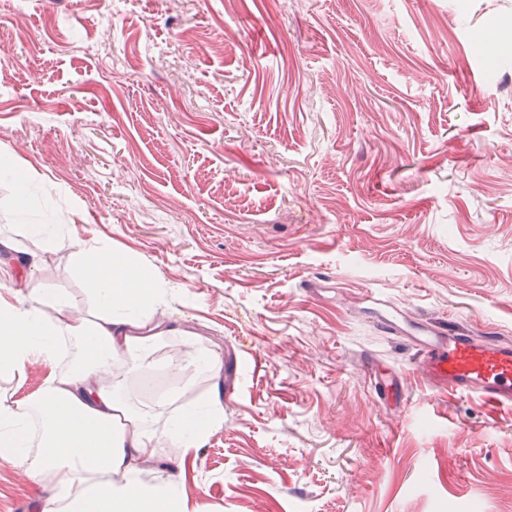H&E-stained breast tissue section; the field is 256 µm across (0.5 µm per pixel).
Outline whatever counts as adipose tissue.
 <instances>
[{"mask_svg":"<svg viewBox=\"0 0 512 512\" xmlns=\"http://www.w3.org/2000/svg\"><path fill=\"white\" fill-rule=\"evenodd\" d=\"M60 232L57 224H27L21 238L0 234V249L35 272ZM76 264L91 296L86 314L74 315L66 288L43 290L34 305L0 294V379L21 378L40 362L64 365L36 398L0 391V460L51 484L43 512H188L179 486L142 480V465L159 447L183 456L202 447L223 427V406L181 401L177 390L137 406L124 387L176 338L190 349L181 369L187 382L217 375L221 365L168 326L166 288L129 253L95 244Z\"/></svg>","mask_w":512,"mask_h":512,"instance_id":"1","label":"adipose tissue"}]
</instances>
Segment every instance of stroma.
<instances>
[{
    "label": "stroma",
    "mask_w": 512,
    "mask_h": 512,
    "mask_svg": "<svg viewBox=\"0 0 512 512\" xmlns=\"http://www.w3.org/2000/svg\"><path fill=\"white\" fill-rule=\"evenodd\" d=\"M0 0V150L35 169L0 233L68 231L171 287L232 361L224 426L148 468L190 512H512V406L433 392L381 306L512 341V0ZM400 375L380 404L366 363ZM49 484L0 461V512Z\"/></svg>",
    "instance_id": "obj_1"
}]
</instances>
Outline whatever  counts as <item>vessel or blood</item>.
I'll return each instance as SVG.
<instances>
[{
	"instance_id": "vessel-or-blood-1",
	"label": "vessel or blood",
	"mask_w": 512,
	"mask_h": 512,
	"mask_svg": "<svg viewBox=\"0 0 512 512\" xmlns=\"http://www.w3.org/2000/svg\"><path fill=\"white\" fill-rule=\"evenodd\" d=\"M374 318L382 332L410 341L432 389L451 396L472 394L493 404L512 403L511 342L472 335L460 323L444 318L400 319L380 310ZM367 372L380 403L398 408L406 404L400 377H381L372 365Z\"/></svg>"
}]
</instances>
